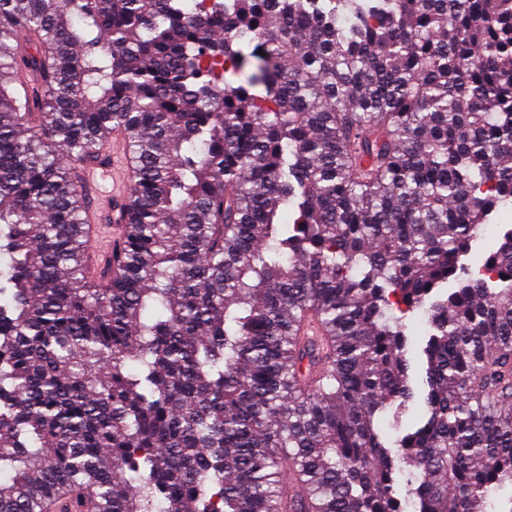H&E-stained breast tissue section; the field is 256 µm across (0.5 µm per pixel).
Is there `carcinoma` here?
Returning a JSON list of instances; mask_svg holds the SVG:
<instances>
[{
    "label": "carcinoma",
    "mask_w": 512,
    "mask_h": 512,
    "mask_svg": "<svg viewBox=\"0 0 512 512\" xmlns=\"http://www.w3.org/2000/svg\"><path fill=\"white\" fill-rule=\"evenodd\" d=\"M510 204L512 0H0V512H497ZM126 133L115 130L112 133V155H108V162L102 166L89 168L86 176L95 193L102 199L112 200V208L105 214L112 216V224H106L104 216L91 219L89 235V253L92 256L91 272L99 275V268L95 258L108 255L112 251L113 242L121 235L124 224H116L115 213L117 205L128 195L132 183V171L128 155ZM512 227V206L501 207L486 224L480 238L473 243V259L482 254L498 237L499 233Z\"/></svg>",
    "instance_id": "cac0c4a2"
}]
</instances>
